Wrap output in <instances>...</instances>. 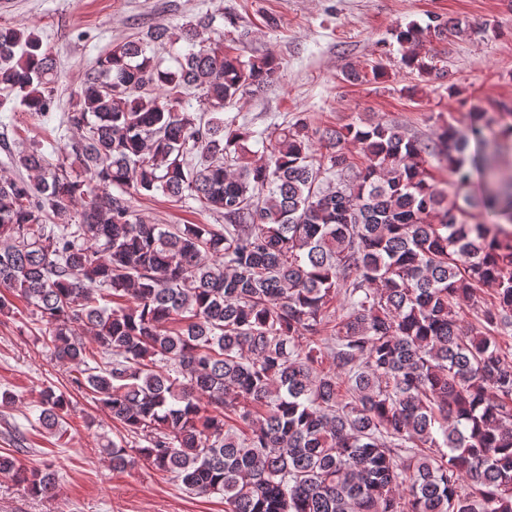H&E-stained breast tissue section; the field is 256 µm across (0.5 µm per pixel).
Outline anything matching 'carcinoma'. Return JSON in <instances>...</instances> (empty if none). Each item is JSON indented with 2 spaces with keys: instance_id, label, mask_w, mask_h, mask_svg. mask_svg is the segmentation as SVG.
Here are the masks:
<instances>
[{
  "instance_id": "cac0c4a2",
  "label": "carcinoma",
  "mask_w": 512,
  "mask_h": 512,
  "mask_svg": "<svg viewBox=\"0 0 512 512\" xmlns=\"http://www.w3.org/2000/svg\"><path fill=\"white\" fill-rule=\"evenodd\" d=\"M209 25L113 45L71 93L61 157L33 144L17 159L29 179L0 177V313L33 306L54 357L145 442L103 444L114 470L138 455L225 512H512V353L495 336L512 327V181L462 207L425 167L460 187L491 177L512 123L491 138L476 111L422 140L369 119L322 133L323 162L299 118L248 161L252 132L225 126L224 107L264 87L273 55L218 42L167 69L147 55ZM450 33L470 25L432 14L396 39ZM57 72L34 32L0 27V91L30 117L51 118ZM154 190L223 223L156 224L132 206ZM490 284L482 322L465 323L461 304ZM69 405L44 390L40 423L60 427ZM0 472L55 494L13 456Z\"/></svg>"
}]
</instances>
